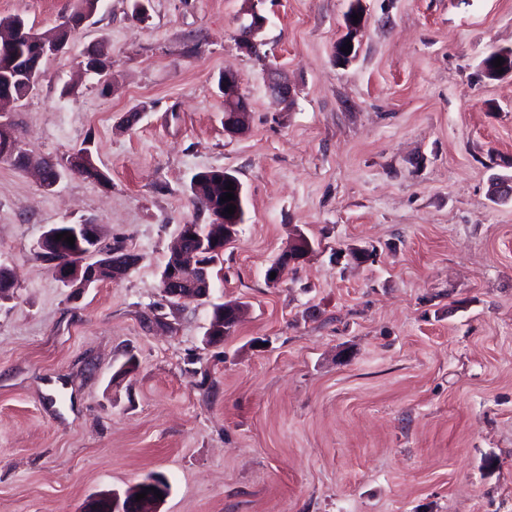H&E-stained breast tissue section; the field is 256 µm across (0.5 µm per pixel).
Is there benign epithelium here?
Returning a JSON list of instances; mask_svg holds the SVG:
<instances>
[{
    "label": "benign epithelium",
    "mask_w": 512,
    "mask_h": 512,
    "mask_svg": "<svg viewBox=\"0 0 512 512\" xmlns=\"http://www.w3.org/2000/svg\"><path fill=\"white\" fill-rule=\"evenodd\" d=\"M247 5L241 11L238 22L237 45L245 52L254 55L258 53L256 35L267 24V18L259 12L258 4L263 0H246ZM360 14L359 0H352L349 15L345 17L349 35L336 41L335 57L349 60L353 54H346L341 48L347 42L354 41V36L361 29V24L354 23L353 16ZM265 83L268 92L284 101L292 98V87L283 74L276 68L265 67ZM224 94V135L238 137L246 133L249 126V103L240 91V81L237 74L226 71L220 82ZM213 233L210 238L199 234L196 224H183L175 248L170 254L171 264L164 268L160 278L162 294L172 303L185 298L207 300L211 295V282L208 267L195 264L196 255L201 251L215 248L222 251L236 241L238 227L241 224L240 211L234 214H222L218 210L211 214ZM70 234L75 239L86 237L90 245L83 248V261L70 264L65 261L53 262L55 277L67 286L73 288H89L98 283L100 264L97 263L100 244L98 227L95 224H73ZM311 249L309 240L302 234L297 235L291 247L279 255L265 271L268 283L274 285L278 279L270 278V274L280 275L283 267L298 265L303 262ZM140 262L138 254L122 249L112 252V280H118L135 268ZM243 306L236 303H226L218 313V318L212 321L207 331V338L217 339L229 334L242 317ZM158 484V476L152 474L142 482L125 492L124 496L117 493H101L87 501L83 512H159L162 499L148 492V486ZM146 493L145 498L137 501L136 495Z\"/></svg>",
    "instance_id": "obj_1"
}]
</instances>
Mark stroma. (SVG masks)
<instances>
[{"instance_id": "obj_1", "label": "stroma", "mask_w": 512, "mask_h": 512, "mask_svg": "<svg viewBox=\"0 0 512 512\" xmlns=\"http://www.w3.org/2000/svg\"><path fill=\"white\" fill-rule=\"evenodd\" d=\"M76 0H0L43 31ZM101 0L8 115L33 154L89 147L107 175L43 188L0 160V512H81L167 478L160 512H512V0H264L258 61L244 0ZM103 45L115 78L82 74ZM283 71L292 104L265 87ZM248 132L224 134V70ZM142 114L128 126V112ZM244 185V221L211 302L173 307L160 271L181 225L206 224L192 176ZM94 223L138 253L117 281L64 286L37 243ZM304 233L309 258L267 267ZM367 248L372 258L349 254ZM246 311L205 344L212 303ZM247 5L241 11L238 22L237 45L241 50L255 55L259 54L256 35L267 24V18L259 12L258 4L263 0H246ZM359 1H361V0H352L351 1L352 4L350 7L349 15L345 17L346 27L349 31V35L347 37L345 36L336 41V45L334 48V54L337 59H343V60L348 59V61H349L353 57V53L355 50L354 36L357 34V32H359V30L361 29V25H362V15H361V12L359 9ZM354 15H359V20H358L357 24H354V20H353ZM347 41H350V45H352V51L350 54H345L344 52L341 51L342 47H346V49H348V47L346 46Z\"/></svg>"}]
</instances>
